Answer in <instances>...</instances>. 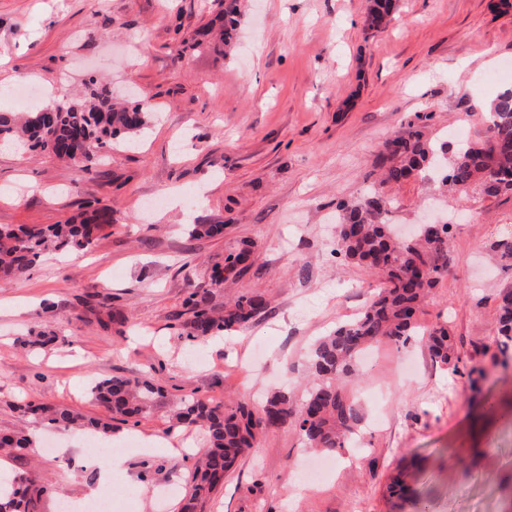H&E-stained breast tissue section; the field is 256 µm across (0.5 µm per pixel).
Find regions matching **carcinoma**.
<instances>
[{
	"mask_svg": "<svg viewBox=\"0 0 512 512\" xmlns=\"http://www.w3.org/2000/svg\"><path fill=\"white\" fill-rule=\"evenodd\" d=\"M393 0H372L365 26L377 31L392 20ZM239 0H225L224 29L220 42L230 43L241 26ZM152 113L148 104L133 107L114 102L112 87L97 83L82 103L52 100L35 112L19 116L0 113V146L40 149L56 158L88 170L97 162L100 149L112 145L122 134L147 129ZM447 146L435 144L413 123H408L386 142L380 182L402 184L431 167ZM449 191L470 187L488 195L512 193V90L491 104L486 134L478 142L457 149L441 179ZM334 254L382 279V286L352 320L338 322L320 337L309 353V386L297 400L286 391L267 396L261 408L252 410L239 403L228 408L195 395H182L171 402L173 424L183 429H201L207 448L195 461L191 485L183 498L181 512H203L205 504L224 486L238 459L251 447L256 434L293 422L307 448L334 454L364 429V415L348 385L360 381L357 367L368 348L382 343L405 346L418 337V313L431 290L448 273L453 257L448 250L450 225L442 233L421 232L402 241L390 236L387 202L373 189L354 205H340ZM104 225L91 218L79 224H20L0 226V279L27 276L51 251L85 253L92 249ZM192 237L224 234L222 224H192ZM246 261L239 253L225 259V269H215L212 283L224 282V272H233ZM213 291L189 290L184 298L181 324L188 339L206 341L248 326L266 312L269 302L258 288H250L218 309L212 305ZM497 333L503 346L512 342V289L499 294ZM60 342L53 331L28 336L23 344L44 350ZM428 350L441 366L459 362L448 326L437 325L427 332ZM91 394L111 414L110 420L85 418L65 406L28 403L23 414L58 430L85 428L94 437L112 432V422L133 423L148 416L167 391L147 377L113 375L92 384ZM34 448L33 439L22 432L0 440V454L24 458ZM45 490L28 471L9 479L0 476V512H37Z\"/></svg>",
	"mask_w": 512,
	"mask_h": 512,
	"instance_id": "obj_1",
	"label": "carcinoma"
}]
</instances>
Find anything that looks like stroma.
<instances>
[{
	"mask_svg": "<svg viewBox=\"0 0 512 512\" xmlns=\"http://www.w3.org/2000/svg\"><path fill=\"white\" fill-rule=\"evenodd\" d=\"M241 37L206 46L224 0H0V80L73 100L94 80L136 91L155 113L136 147L113 146L90 170L45 152L0 148V225L62 224L111 209L88 253L52 255L0 281V432L36 442L0 470L33 471L59 497L112 488L113 512H171L191 481L201 431L173 429L168 405L137 426L114 423L119 481L82 455L81 432L44 428L21 403L105 416L91 383L146 375L174 395L259 406L268 390L301 397L313 342L352 318L378 285L336 256L339 203L363 199L384 145L421 121L436 143L485 135V107L512 87V0H396L394 20L366 34L368 0H241ZM392 224L431 214L452 225L454 264L419 312L447 322L460 356L437 365L418 342L377 345L354 396L371 424L324 481L306 487L307 449L293 424L259 433L206 512H412L387 486L401 477L429 512H512V348L501 349L498 295L512 269L490 258L512 238V194L439 195L417 178L384 188ZM189 224H220L192 238ZM249 248L239 275L213 286L225 258ZM215 305L248 288L269 311L223 344L178 338L189 289ZM137 331L102 326L107 311ZM62 336L33 352L21 337Z\"/></svg>",
	"mask_w": 512,
	"mask_h": 512,
	"instance_id": "35a3bbf8",
	"label": "stroma"
}]
</instances>
